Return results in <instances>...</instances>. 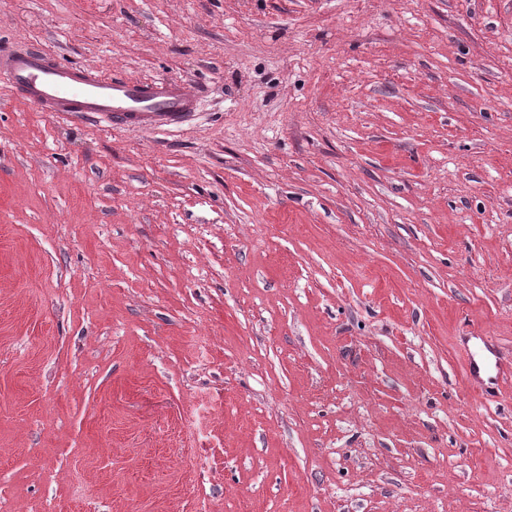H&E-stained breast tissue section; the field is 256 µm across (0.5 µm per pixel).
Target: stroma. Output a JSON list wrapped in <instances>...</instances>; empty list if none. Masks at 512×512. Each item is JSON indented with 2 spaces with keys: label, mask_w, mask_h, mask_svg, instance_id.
<instances>
[{
  "label": "stroma",
  "mask_w": 512,
  "mask_h": 512,
  "mask_svg": "<svg viewBox=\"0 0 512 512\" xmlns=\"http://www.w3.org/2000/svg\"><path fill=\"white\" fill-rule=\"evenodd\" d=\"M0 512H512V0H0ZM0 82L19 87L42 112L105 115L135 129L181 123L194 112L197 94L181 83L143 84L82 72L50 59L39 48L0 51Z\"/></svg>",
  "instance_id": "obj_1"
}]
</instances>
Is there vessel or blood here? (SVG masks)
Returning <instances> with one entry per match:
<instances>
[{
  "instance_id": "b4317fda",
  "label": "vessel or blood",
  "mask_w": 512,
  "mask_h": 512,
  "mask_svg": "<svg viewBox=\"0 0 512 512\" xmlns=\"http://www.w3.org/2000/svg\"><path fill=\"white\" fill-rule=\"evenodd\" d=\"M0 83L23 89L40 111L104 115L112 124L131 129L180 123L198 101L197 94L181 83L144 84L82 72L35 47L0 50Z\"/></svg>"
}]
</instances>
